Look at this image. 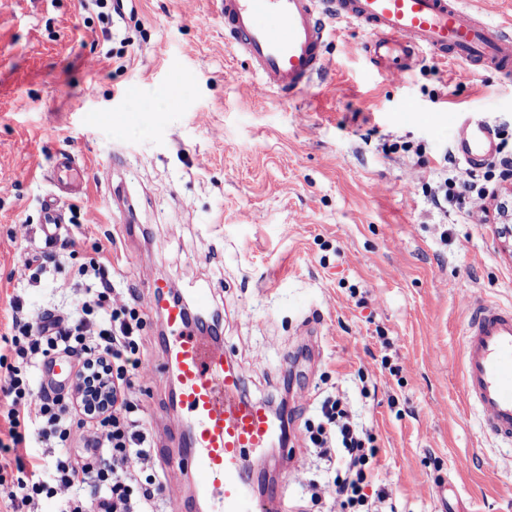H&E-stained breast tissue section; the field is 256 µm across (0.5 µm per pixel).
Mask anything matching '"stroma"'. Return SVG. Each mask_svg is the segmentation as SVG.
Returning <instances> with one entry per match:
<instances>
[{
	"instance_id": "1",
	"label": "stroma",
	"mask_w": 512,
	"mask_h": 512,
	"mask_svg": "<svg viewBox=\"0 0 512 512\" xmlns=\"http://www.w3.org/2000/svg\"><path fill=\"white\" fill-rule=\"evenodd\" d=\"M365 40L338 24L327 92L288 102L256 95L214 0H126L110 19L95 0H0V335L15 299L62 301L97 255L141 296L151 275L212 289L248 394L275 408L294 392L301 422L347 397L396 512H512V450L460 389L468 300L512 302V182L486 222L440 212L425 189L460 113L512 150V82L429 57L393 81ZM62 151L89 164L103 205L57 199L75 244L22 279ZM142 336L145 418L175 454L184 422L155 370L157 317ZM266 463L287 471L295 508L328 477L301 438Z\"/></svg>"
}]
</instances>
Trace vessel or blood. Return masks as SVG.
Listing matches in <instances>:
<instances>
[{
    "mask_svg": "<svg viewBox=\"0 0 512 512\" xmlns=\"http://www.w3.org/2000/svg\"><path fill=\"white\" fill-rule=\"evenodd\" d=\"M224 19V43L244 57L255 89L293 99L316 96L328 66L334 21L357 25L369 39L371 62L403 78L424 56L482 68L512 79V30L471 12L465 0H216ZM492 128L467 115L457 123L455 153L467 169L483 168L497 153ZM53 182L67 195L86 194L90 170L70 153L59 155ZM146 309L160 313L167 334L159 354L161 373L174 387L176 406L189 422L187 449L170 467L194 488L208 512H288L284 481L254 491L255 459L267 448L287 447L284 420L245 392L241 365L224 344L205 335L209 293L185 301L171 280L151 281ZM461 384L479 416L482 432L512 447V307L473 302L463 331ZM71 360L55 358L45 380L69 384Z\"/></svg>",
    "mask_w": 512,
    "mask_h": 512,
    "instance_id": "b4317fda",
    "label": "vessel or blood"
}]
</instances>
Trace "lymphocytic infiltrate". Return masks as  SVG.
<instances>
[{"instance_id": "f902f5d3", "label": "lymphocytic infiltrate", "mask_w": 512, "mask_h": 512, "mask_svg": "<svg viewBox=\"0 0 512 512\" xmlns=\"http://www.w3.org/2000/svg\"><path fill=\"white\" fill-rule=\"evenodd\" d=\"M439 210L484 208L487 192L476 179L443 173L431 187ZM85 295L74 310H31L15 302V335L1 342L14 356L7 365L6 406L15 454V477L5 489L12 512L41 498L56 499L60 512H158L165 476L156 471L143 404L135 392L141 375L139 332L144 322L134 289H117L97 260L78 269ZM73 358L77 370L66 391L45 385L39 371L53 356ZM108 386L109 406L94 404L91 389ZM304 436L334 468L333 480L310 483L312 504L336 512H382L389 498L375 469L379 450L350 402L327 398L318 419L306 420ZM53 448L50 457L24 458L27 438ZM84 454L74 459L73 445Z\"/></svg>"}]
</instances>
